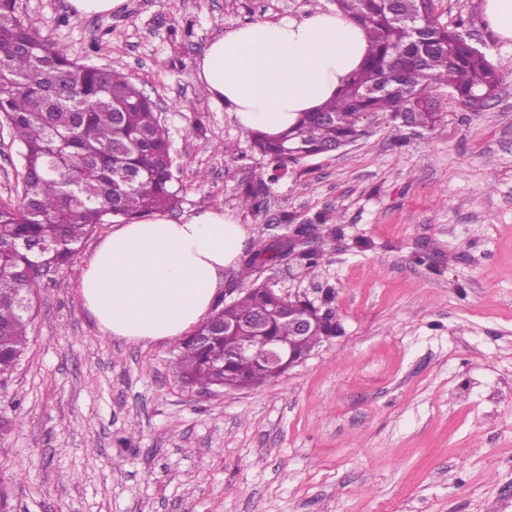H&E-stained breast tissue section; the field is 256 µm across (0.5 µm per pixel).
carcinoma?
<instances>
[{
    "instance_id": "obj_1",
    "label": "carcinoma",
    "mask_w": 512,
    "mask_h": 512,
    "mask_svg": "<svg viewBox=\"0 0 512 512\" xmlns=\"http://www.w3.org/2000/svg\"><path fill=\"white\" fill-rule=\"evenodd\" d=\"M335 2L366 32L369 55L336 99L278 137L254 135V149L268 165L286 168L357 136L364 115L405 118L430 129L439 111L422 103L445 95L460 106L484 95L483 110H489L501 75L460 32L464 19L440 22L429 0ZM39 27V18L17 14L16 0H0V119L23 157L19 201L0 203V377L24 357L35 288L46 272L70 266L79 243L97 225L164 212L178 201L169 132L152 99L127 74L81 63L66 47L45 43ZM289 144L291 156L284 151ZM263 195L261 187L248 185L240 205L259 211ZM332 220L296 225L291 247L281 239L253 244L239 270L237 299L214 310L176 346L181 383L220 395L226 385L249 388L275 377L260 361L224 362V350L236 339L224 336L221 324L277 307L281 297L262 275L287 259L316 268L322 253L308 243L335 236L342 215ZM332 334L336 319L330 314L317 320L296 352L308 355ZM267 335L288 339V319H271Z\"/></svg>"
}]
</instances>
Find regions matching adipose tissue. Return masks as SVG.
Wrapping results in <instances>:
<instances>
[{
    "label": "adipose tissue",
    "instance_id": "ef3b65f1",
    "mask_svg": "<svg viewBox=\"0 0 512 512\" xmlns=\"http://www.w3.org/2000/svg\"><path fill=\"white\" fill-rule=\"evenodd\" d=\"M368 49L352 18L318 9L221 31L198 58L196 78L243 131L275 137L334 99ZM248 241L234 216L207 208L181 222L156 213L116 225L81 270L80 301L103 333L176 340L210 312Z\"/></svg>",
    "mask_w": 512,
    "mask_h": 512
}]
</instances>
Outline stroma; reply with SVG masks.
Returning a JSON list of instances; mask_svg holds the SVG:
<instances>
[{"instance_id": "35a3bbf8", "label": "stroma", "mask_w": 512, "mask_h": 512, "mask_svg": "<svg viewBox=\"0 0 512 512\" xmlns=\"http://www.w3.org/2000/svg\"><path fill=\"white\" fill-rule=\"evenodd\" d=\"M481 5L434 0L503 75L489 113L447 104L418 133L378 120L274 182L250 134L201 93L196 60L220 28L332 0H125L84 17L69 0H16L43 40L123 71L157 103L181 188L170 219L205 199L255 239L337 211L343 234L317 268L265 273L285 294L333 293L340 334L279 378L216 397L177 380L174 343L105 334L82 307L78 276L112 231L98 225L40 282L27 354L0 380L13 512H512V42ZM20 170L1 124L0 202ZM258 183L266 210L241 208L240 188Z\"/></svg>"}]
</instances>
